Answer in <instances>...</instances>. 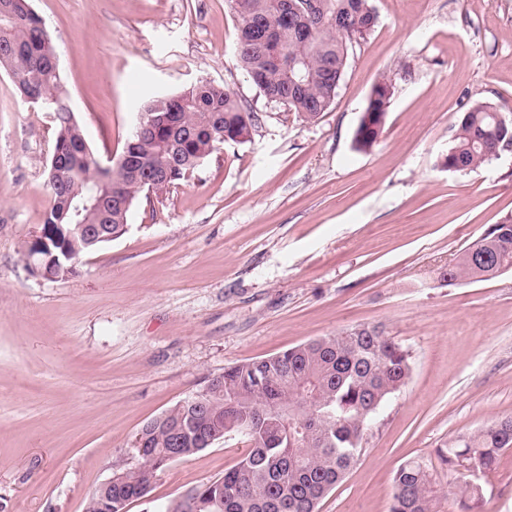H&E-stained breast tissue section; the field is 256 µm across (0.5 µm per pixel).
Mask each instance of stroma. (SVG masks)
I'll return each mask as SVG.
<instances>
[{
	"label": "stroma",
	"instance_id": "1",
	"mask_svg": "<svg viewBox=\"0 0 512 512\" xmlns=\"http://www.w3.org/2000/svg\"><path fill=\"white\" fill-rule=\"evenodd\" d=\"M333 105L306 120L240 68L228 0H31L55 41L64 95L100 159L120 156L152 97L208 81L259 118L166 191L141 194L124 233L46 279L23 257L51 199L53 113L0 70V512H84L138 464L140 429L225 367L360 324L411 353L407 385L319 512H390L393 479L448 440L512 415V271L439 274L512 215V152L448 171L477 102L512 118V0H369ZM389 79L384 131L354 133ZM225 439L159 474L127 512H164L246 453ZM478 512H512V448L480 473Z\"/></svg>",
	"mask_w": 512,
	"mask_h": 512
}]
</instances>
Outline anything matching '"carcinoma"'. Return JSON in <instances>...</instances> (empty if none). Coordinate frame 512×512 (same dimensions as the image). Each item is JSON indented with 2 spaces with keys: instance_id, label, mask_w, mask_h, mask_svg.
<instances>
[{
  "instance_id": "1",
  "label": "carcinoma",
  "mask_w": 512,
  "mask_h": 512,
  "mask_svg": "<svg viewBox=\"0 0 512 512\" xmlns=\"http://www.w3.org/2000/svg\"><path fill=\"white\" fill-rule=\"evenodd\" d=\"M237 15L235 56L263 96L287 106L305 120L327 111L345 76L349 45L373 31L376 15L369 0H319L325 18L319 27L288 23L287 0H228ZM0 68L20 95L35 96L54 113V152L60 165H48L51 207L40 233L53 240L75 222L83 200L85 224L103 233L127 223L129 209L112 196L136 201L157 179L156 192L184 179L226 144L247 142L256 115L220 85L200 82L144 107L164 122L143 133L134 162L98 174L85 152V138L61 88L57 54L47 27L30 10V0H0ZM390 99L367 102L355 131L359 150L380 138ZM512 121L486 103L460 118L448 149L450 172L471 171L502 150ZM81 238L68 242L67 265L102 245ZM512 270V216H506L448 267L452 281L488 280ZM409 350L377 325H357L272 356L224 368L202 392L142 427L137 437L138 466L112 476L103 497L88 499L85 512H123L146 496L169 465L210 447L229 433L247 445L244 457L224 476L184 493L165 512H317L319 501L359 458L362 442L384 404L408 382ZM512 448V416L498 418L477 432L436 449L453 477L450 493L460 512H472L483 490L457 475L464 462L491 468L501 451ZM390 512H434L433 475L422 460L403 464L394 477Z\"/></svg>"
}]
</instances>
